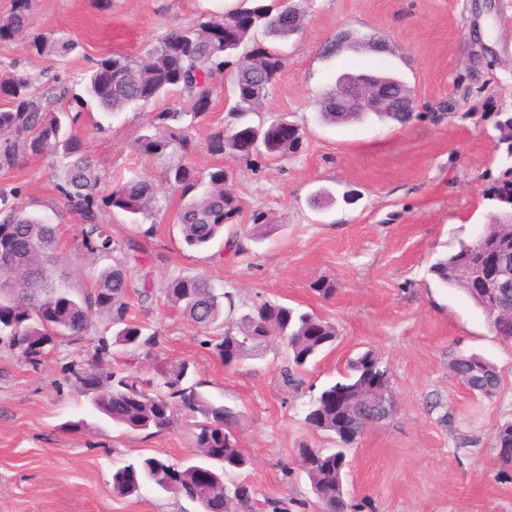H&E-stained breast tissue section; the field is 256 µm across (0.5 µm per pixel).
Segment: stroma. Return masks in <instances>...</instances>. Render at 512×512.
Instances as JSON below:
<instances>
[{
  "mask_svg": "<svg viewBox=\"0 0 512 512\" xmlns=\"http://www.w3.org/2000/svg\"><path fill=\"white\" fill-rule=\"evenodd\" d=\"M229 0H36L30 34L0 41V64L17 62L39 73L50 61L37 55L31 33L69 37L77 48L61 63L65 75L86 71L92 59L144 54L169 31L192 24ZM302 30L276 47L285 66L256 125L287 116L305 131L296 157L246 163L208 151L210 133L233 125L232 100L217 89L207 120L191 131L189 162L199 170L224 167L245 211L262 210L278 228L249 237V220L230 225L238 248L218 242L204 251L184 247L175 214L178 192L161 187L163 209L151 242L156 287L170 277L207 273L241 309L274 301L311 311L336 325L335 348L284 380L288 356L272 343L258 357L227 367L202 331L163 295L131 317L159 334L160 355L191 362L207 394L240 414L238 444L250 466L238 478L256 500L287 502L289 512H320L300 466L302 445L329 447L327 434L304 421L310 399L337 377L348 358L370 350L388 372L395 412L370 426L347 451L348 512H512V466L491 445L497 427L512 421V343L484 313L428 272L459 240L477 238L496 209L485 194L507 164L496 148L498 110L512 109V0H303ZM366 33L385 40L376 53L352 48ZM384 70L411 89L410 121L399 125L367 113L346 125H327L316 101L338 72ZM154 105L128 109L98 130L97 113L84 114L83 134L105 188L136 175L158 177V161L136 151ZM19 185L33 209L52 207L49 163L27 157L0 169V187ZM81 224L61 223L57 270L88 289L101 261L80 252ZM325 279L336 293L311 289ZM86 341L63 343L32 365L0 343V512H199L197 503L146 487L138 495L112 492L116 467L142 455L172 463L195 458L184 428L149 435L102 420L74 384V371L107 335L99 313ZM493 363L501 376L495 397L473 396L451 371L462 354ZM85 419L83 432L64 430Z\"/></svg>",
  "mask_w": 512,
  "mask_h": 512,
  "instance_id": "1",
  "label": "stroma"
}]
</instances>
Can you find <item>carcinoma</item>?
<instances>
[{
    "label": "carcinoma",
    "instance_id": "1",
    "mask_svg": "<svg viewBox=\"0 0 512 512\" xmlns=\"http://www.w3.org/2000/svg\"><path fill=\"white\" fill-rule=\"evenodd\" d=\"M34 0H13L10 15L0 20V40H8L31 25ZM282 6L275 0H241L222 12H210L197 22L174 30L159 39L141 58L124 53L104 55L92 61L85 84V96L74 93L66 78L55 77L40 83L28 70L13 64L0 71V168H12L27 157L48 158L53 169L56 194L53 215L36 213L20 201L18 186L0 189V341L17 350L26 362L37 364L57 342H81L93 328V318L106 312L116 327L113 344L129 354L122 366H105L102 348H97L91 365L102 370L104 383L89 393L94 411L112 424L133 431L156 434L183 423L191 431L193 446L202 457L198 462L174 464L147 456L128 462L112 473L113 492L120 496L138 493L131 487L153 486L184 495L206 512V487L199 483L200 468L215 472L213 490L225 496L228 512H241L253 504L252 491L244 483L227 485L228 475L249 465L238 446L235 429L239 415L233 408L212 400L201 390V382L185 361L155 358L150 372L135 365L139 351L151 354L159 344L157 333L129 316L130 289L138 300L150 303L155 296L151 264L154 257L142 243L123 248L112 239L103 222L106 208L127 214L132 223L160 214V185L181 193L183 204L176 216L182 243L191 249L211 244L224 234V226L237 224L243 205L228 183L224 168L201 172L186 161L192 139L189 130L202 122L217 90V81L227 67L237 69L240 59L253 54L264 59L261 77L241 73L232 85L235 120L264 103L270 87L285 66L283 55L264 47L265 38L286 39L292 30L277 24ZM39 55L63 61L75 50L71 39L34 38ZM177 93L181 102L164 106L155 113L148 133L141 135L136 149L161 163L160 179L133 177L112 190L101 186L96 165L86 139L77 130L90 102L108 117H117L127 107L164 100ZM498 144L512 155V115L498 112L495 122ZM304 141L301 127L285 128L276 117L262 125V148H248L250 133L238 124L211 134L208 149L240 160L263 156L282 160L296 155ZM487 199L498 209L499 222H512V165L505 167ZM77 216L82 224L77 247L102 260L110 261L99 271L93 287L74 290L56 274L58 224L54 218ZM250 234L263 239L275 230L269 215L255 210L250 216ZM504 230L492 227L473 242L459 241L458 247L430 266L442 285L458 288L481 310L483 297L451 278L460 265H480L489 251L510 250ZM140 272L132 282L128 272ZM166 301L193 324L220 336H206L201 344L210 345L224 357V345L236 343L241 357L262 352L275 338L285 345L294 372L307 368L318 356L333 348L338 338L336 326L313 312L285 304L263 301L249 311L235 314L233 296L205 274L178 275L163 289ZM377 360L371 351L346 361L339 377L321 389L307 407L305 422L330 436L343 424H353V435L360 436L374 416L359 402L336 408V398L351 393L360 397L366 383L376 380ZM451 370L464 385L482 382L481 397L491 398L499 389L500 375L495 365L476 355L454 359ZM355 441L332 448L299 449L311 490L323 512H346L345 497L339 493L347 466L346 449ZM502 464L512 465V422L499 426L493 435Z\"/></svg>",
    "mask_w": 512,
    "mask_h": 512
}]
</instances>
